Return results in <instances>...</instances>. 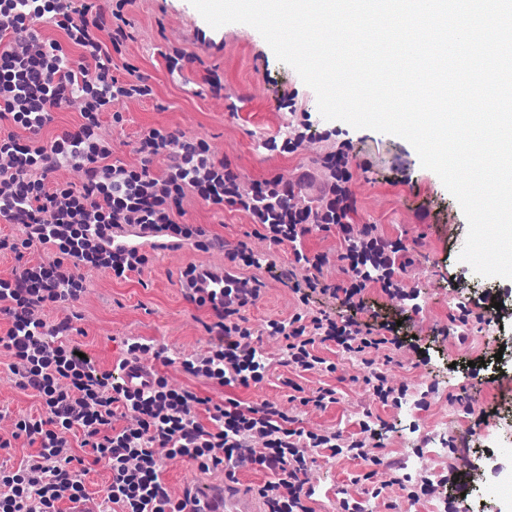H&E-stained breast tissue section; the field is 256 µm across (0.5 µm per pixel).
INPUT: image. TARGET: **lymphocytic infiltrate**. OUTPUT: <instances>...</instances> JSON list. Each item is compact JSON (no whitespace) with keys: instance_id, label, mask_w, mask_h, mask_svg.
Instances as JSON below:
<instances>
[{"instance_id":"lymphocytic-infiltrate-1","label":"lymphocytic infiltrate","mask_w":512,"mask_h":512,"mask_svg":"<svg viewBox=\"0 0 512 512\" xmlns=\"http://www.w3.org/2000/svg\"><path fill=\"white\" fill-rule=\"evenodd\" d=\"M134 0H0V222L16 235L0 236V253L14 254L18 267L0 273V352L12 363L21 389L36 393L39 416L18 420L0 449L25 440L31 449L19 466L0 464V512H60L64 503L88 501L90 465L112 472L105 500L112 512H186L191 493L172 497L163 476L165 461L180 459L198 469L223 467L227 481L238 469L264 473L257 488L266 512H314L309 474L316 452L371 454V435L305 429L301 420L273 402L250 404L236 398L216 403L187 388L170 386L152 370L140 384L121 372L152 355L172 365L167 347L131 340L113 371H99L79 357L69 339L72 316L50 323L46 307L67 310L87 291L74 268L108 273L118 281L142 274L157 233L167 231L196 248L224 251L225 269L255 265L247 244L225 247L222 238L184 223V203L194 197L217 212H244L261 226L270 244L291 249L294 265L321 269L324 257L308 256L303 238L313 230H336L346 278L331 290L352 316L327 312L268 321L263 330L248 323L255 306V281L236 278L225 287L216 270L189 264L181 275L185 299L207 309L212 336L203 353L182 361L185 373L224 387H250L264 379L266 358L260 336L285 342V363L301 372L323 360L317 345L332 342L343 352L365 354L388 344L372 325L361 324L359 296L380 269L384 290L394 288L401 246L375 237L370 224L356 225V200L347 186L349 154L323 156L331 178L320 209L300 204L292 183L276 175L244 182L231 162L217 157L199 135L152 127L135 141V162L115 157L102 116L121 123L117 104L153 98L147 77H118ZM50 34H43V27ZM80 105L77 130L52 132L55 112ZM81 172L80 182L60 180L64 169ZM43 258L25 261V250ZM83 447L87 456L75 454Z\"/></svg>"}]
</instances>
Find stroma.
<instances>
[{
  "label": "stroma",
  "instance_id": "obj_1",
  "mask_svg": "<svg viewBox=\"0 0 512 512\" xmlns=\"http://www.w3.org/2000/svg\"><path fill=\"white\" fill-rule=\"evenodd\" d=\"M130 37L122 59L134 73L147 76L155 96L145 102L120 105L123 122L112 132L116 156L131 160L130 150L145 130H178L208 139L218 156L232 162L243 181L303 174L322 182L320 167L326 153L348 147L352 156L349 188L358 221L373 224L387 240H401L411 263L397 274L407 300L390 297L380 284L368 283L365 307L357 318L394 328L400 346L370 354L393 386H405L400 401L381 402L366 378L370 367L356 354L334 343L318 346L327 366L299 378L305 392L330 388L335 403L324 408L291 400V368L281 365L285 342L263 337L262 349L271 362L264 381L250 388L224 390L182 371L180 360L200 353L210 336L209 319L183 296L180 277L188 264L223 269V249L197 250L185 244L152 252L142 275L113 280L100 271L79 268L87 291L75 310L80 334L75 341L97 369L111 371L121 354V342L137 336L168 346L177 364L164 367L171 386L189 387L222 402L231 396L250 403L270 401L302 419L313 430L359 431L368 422L381 434L376 462L348 453L318 458L311 473L314 486L344 492L365 512H491L499 496L497 471L512 470V278L473 279L461 260L469 225L457 199L439 176L424 168L413 145L396 135L356 128L342 120L325 119L315 91L297 71L280 61L263 36L244 23L212 27L191 0H136L131 7ZM175 45L198 56L184 79L168 75L159 55ZM214 73L223 89L212 92L204 79ZM305 125L307 139L296 151H269L264 140L282 137L289 125ZM185 220L203 225L223 238L226 246L246 243L258 258L242 266L238 276L254 279L260 298L246 316L253 327L285 320L298 312L324 311L349 315L331 294H310L302 304L286 287L288 271L304 280L309 271L292 267L289 247L269 246L257 225L243 212L217 213L188 198ZM309 256H326L320 279L334 285L345 278L338 259L335 231L307 235ZM11 359L0 354V433L13 431L17 420L40 411L33 391L18 388L9 369ZM373 481H365L367 472ZM380 497H372L375 485ZM417 492L410 502L408 492Z\"/></svg>",
  "mask_w": 512,
  "mask_h": 512
}]
</instances>
